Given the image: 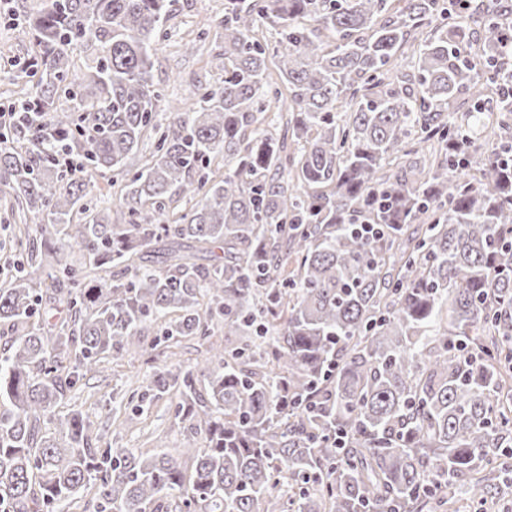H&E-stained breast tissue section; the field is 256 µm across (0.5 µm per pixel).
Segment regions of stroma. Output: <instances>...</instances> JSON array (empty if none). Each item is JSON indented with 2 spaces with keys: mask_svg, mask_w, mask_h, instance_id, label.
Instances as JSON below:
<instances>
[{
  "mask_svg": "<svg viewBox=\"0 0 512 512\" xmlns=\"http://www.w3.org/2000/svg\"><path fill=\"white\" fill-rule=\"evenodd\" d=\"M168 41L156 54L154 80L169 103H186L198 87L215 83L223 73L224 58L216 22L224 15V0H171ZM206 33L202 51L183 55L182 41ZM31 35L27 28L0 23V106L26 97L34 77L23 72L30 60ZM161 350H151L108 369L104 376L77 385L61 406L62 412L81 408L89 416L101 447L132 448L154 453L156 444L182 447L186 430L167 397L142 398L138 387L157 367L164 365Z\"/></svg>",
  "mask_w": 512,
  "mask_h": 512,
  "instance_id": "stroma-1",
  "label": "stroma"
}]
</instances>
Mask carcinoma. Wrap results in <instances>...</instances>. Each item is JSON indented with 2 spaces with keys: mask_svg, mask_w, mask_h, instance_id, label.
<instances>
[{
  "mask_svg": "<svg viewBox=\"0 0 512 512\" xmlns=\"http://www.w3.org/2000/svg\"><path fill=\"white\" fill-rule=\"evenodd\" d=\"M168 2L45 0L27 17L37 114L15 104L0 134L25 237L0 283V512H65L90 486L93 512H434L512 485V162L463 136L512 116V6L224 0V74L164 126ZM78 44L95 65L74 67ZM270 59L289 95L278 137L262 128L282 95ZM147 138L122 223L80 204ZM218 320L200 370L147 379L191 421V470L100 448L82 411L55 413L146 349V322L170 341Z\"/></svg>",
  "mask_w": 512,
  "mask_h": 512,
  "instance_id": "obj_1",
  "label": "carcinoma"
}]
</instances>
